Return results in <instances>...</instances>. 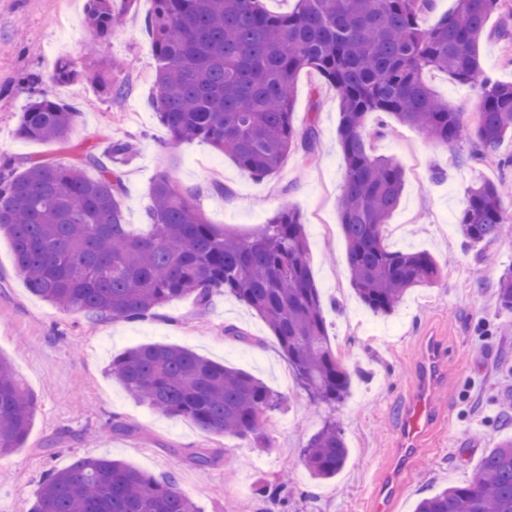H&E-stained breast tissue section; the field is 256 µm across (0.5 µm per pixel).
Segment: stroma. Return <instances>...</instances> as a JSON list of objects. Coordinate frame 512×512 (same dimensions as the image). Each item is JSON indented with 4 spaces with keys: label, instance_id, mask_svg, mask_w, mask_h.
Returning a JSON list of instances; mask_svg holds the SVG:
<instances>
[{
    "label": "stroma",
    "instance_id": "1",
    "mask_svg": "<svg viewBox=\"0 0 512 512\" xmlns=\"http://www.w3.org/2000/svg\"><path fill=\"white\" fill-rule=\"evenodd\" d=\"M84 0H0V157L73 163L74 145L106 147L113 139L135 143L121 167L127 223H144L148 188L168 172L195 190L209 222L237 233L266 223L282 205L304 218L307 258L320 291L330 343L352 374L351 393L336 411L312 404L300 390L272 332L251 308L218 294L207 308L185 299L143 321H98L59 309L32 294L18 271L11 244L0 236V355L35 399L24 447L0 456V512H29L48 469L106 455L160 477L175 475L179 488L202 512H373L377 479L393 484L388 512H412L415 501L451 481L471 478L482 455L500 436L512 407V328L495 304V288L512 266V236L493 247L466 245L454 227L477 176L512 186V138L491 155L460 142L448 151L421 131L370 115L367 132L378 154L399 162L404 190L386 232L392 251L430 253L442 269L438 283L412 289L389 315L366 309L347 272L339 198L346 167L337 137L339 98L315 74L294 84L293 123L314 127L311 153H296L274 174L258 179L232 158L203 143L174 142L151 105L154 56L145 29L151 0H137L123 26L99 39L87 27ZM502 15H493L480 46L483 70L512 82V54L499 38ZM77 69L110 59L114 82L128 94L112 99L84 83L57 84L51 52ZM41 76L49 97L81 113L71 143L30 140L18 132L28 93L19 78ZM240 338L225 335V328ZM189 348L240 369L282 397L264 416V444L211 433L170 417L134 398L108 369L113 357L141 344ZM446 357L433 395L436 423L418 448L409 472L393 475L402 409L412 396L428 347ZM335 416L349 448L334 479L310 478L300 451ZM205 454L207 466L196 465Z\"/></svg>",
    "mask_w": 512,
    "mask_h": 512
}]
</instances>
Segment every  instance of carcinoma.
Here are the masks:
<instances>
[{"label": "carcinoma", "mask_w": 512, "mask_h": 512, "mask_svg": "<svg viewBox=\"0 0 512 512\" xmlns=\"http://www.w3.org/2000/svg\"><path fill=\"white\" fill-rule=\"evenodd\" d=\"M147 30L155 50L152 104L177 142H201L253 176L274 173L289 154L312 149L315 132L293 126V85L313 70L338 94V138L346 162L340 225L351 284L370 311L389 315L413 288L440 269L426 252L391 251L384 231L404 188L400 167L374 152L366 134L372 113L452 148L468 138L490 153L512 134V84L484 74L480 44L504 0H456L430 27L431 0H296L287 13L263 0H152ZM136 0H85V22L99 38ZM440 71L479 90L475 122L440 101L426 74ZM112 61L79 71L62 59L60 84L83 81L119 98ZM21 83L32 98L19 134L70 141L80 112ZM134 153L114 140L103 151L81 146L77 161L30 160L19 172L0 162V234L30 290L66 311L100 320H138L182 299L206 307L216 293L233 295L272 330L310 401L334 407L348 395L351 374L333 352L318 288L306 257L303 215L279 208L250 236L221 231L165 174L149 187L146 229L126 224L119 165ZM94 168L98 176L85 175ZM457 229L472 245L491 247L512 230L499 184L467 189ZM495 295L512 315V270ZM110 374L153 410L193 421L208 432L263 441L262 416L281 396L257 378L172 344L148 343L112 359ZM34 398L0 356V455L22 447ZM348 457L334 420L309 438L301 459L310 475L330 480ZM31 512H198L176 477L155 478L127 462L90 456L46 473ZM414 512H512V435L481 458L471 480L418 499Z\"/></svg>", "instance_id": "carcinoma-1"}]
</instances>
